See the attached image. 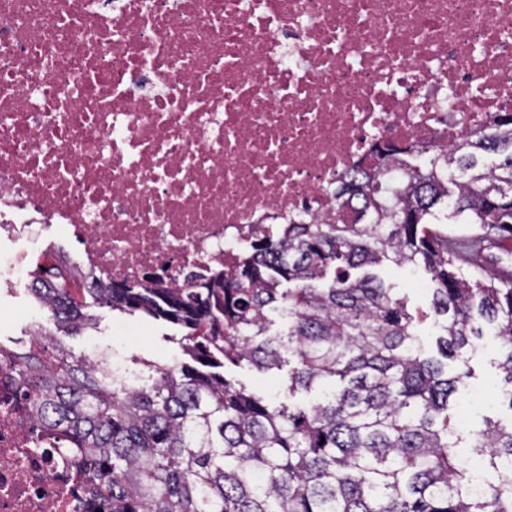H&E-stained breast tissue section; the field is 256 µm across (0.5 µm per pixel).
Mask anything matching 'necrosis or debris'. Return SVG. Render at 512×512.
Segmentation results:
<instances>
[{"label": "necrosis or debris", "mask_w": 512, "mask_h": 512, "mask_svg": "<svg viewBox=\"0 0 512 512\" xmlns=\"http://www.w3.org/2000/svg\"><path fill=\"white\" fill-rule=\"evenodd\" d=\"M512 107V0H0V292L61 229L164 288ZM0 371V512H96Z\"/></svg>", "instance_id": "4bbe7bcc"}]
</instances>
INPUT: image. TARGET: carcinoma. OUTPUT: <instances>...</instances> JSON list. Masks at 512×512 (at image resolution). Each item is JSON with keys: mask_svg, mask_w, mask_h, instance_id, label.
I'll return each mask as SVG.
<instances>
[{"mask_svg": "<svg viewBox=\"0 0 512 512\" xmlns=\"http://www.w3.org/2000/svg\"><path fill=\"white\" fill-rule=\"evenodd\" d=\"M374 157L343 179L334 216L277 226L232 271L187 288L83 279L77 298L35 270L45 322L26 346L0 342V365L32 419L66 439L60 451L104 512H512V425L471 431L473 468L455 411L486 327L512 410V275L483 276L512 239V112L421 164L392 143ZM442 206L470 233L439 226ZM386 262L429 275L430 311L415 314L374 272ZM101 307L187 328L195 365L115 380L105 356L64 342ZM272 313L286 330L270 333ZM428 316L433 353L418 332ZM243 364L286 366L288 395L320 396L277 404L215 371Z\"/></svg>", "mask_w": 512, "mask_h": 512, "instance_id": "cac0c4a2", "label": "carcinoma"}]
</instances>
